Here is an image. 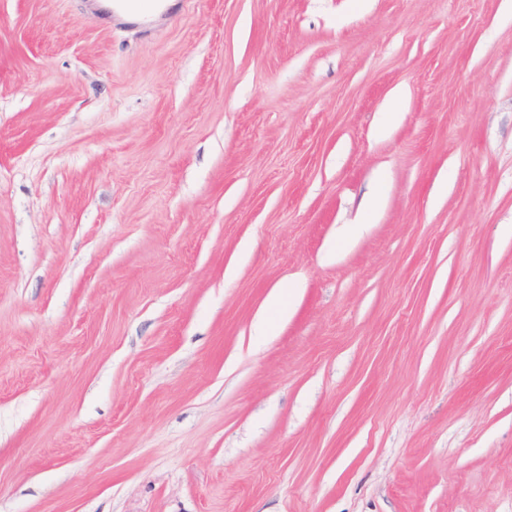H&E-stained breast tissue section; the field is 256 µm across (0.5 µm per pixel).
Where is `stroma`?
<instances>
[{
  "mask_svg": "<svg viewBox=\"0 0 512 512\" xmlns=\"http://www.w3.org/2000/svg\"><path fill=\"white\" fill-rule=\"evenodd\" d=\"M0 512H512V0H0Z\"/></svg>",
  "mask_w": 512,
  "mask_h": 512,
  "instance_id": "obj_1",
  "label": "stroma"
}]
</instances>
